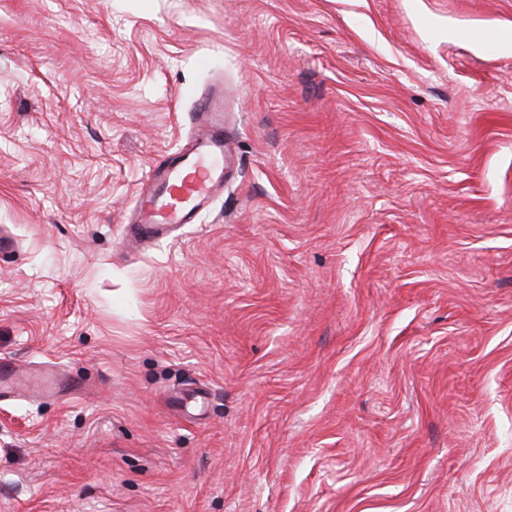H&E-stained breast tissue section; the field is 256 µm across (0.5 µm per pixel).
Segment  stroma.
Listing matches in <instances>:
<instances>
[{"label":"stroma","instance_id":"1","mask_svg":"<svg viewBox=\"0 0 512 512\" xmlns=\"http://www.w3.org/2000/svg\"><path fill=\"white\" fill-rule=\"evenodd\" d=\"M0 230V512H512V0H0ZM191 137L180 149L159 155L149 169L125 241L153 244L196 224L224 189L229 167L224 134V89L213 88L190 113Z\"/></svg>","mask_w":512,"mask_h":512}]
</instances>
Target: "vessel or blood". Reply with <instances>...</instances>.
Segmentation results:
<instances>
[{
  "instance_id": "obj_1",
  "label": "vessel or blood",
  "mask_w": 512,
  "mask_h": 512,
  "mask_svg": "<svg viewBox=\"0 0 512 512\" xmlns=\"http://www.w3.org/2000/svg\"><path fill=\"white\" fill-rule=\"evenodd\" d=\"M192 134L180 149L152 163L125 239L153 244L197 223L224 189L229 166L224 134V91L213 88L190 115Z\"/></svg>"
}]
</instances>
